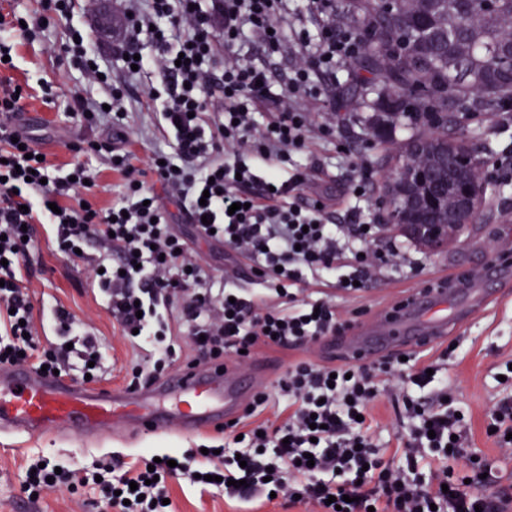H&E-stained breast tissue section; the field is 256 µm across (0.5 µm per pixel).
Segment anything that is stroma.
Wrapping results in <instances>:
<instances>
[{"label": "stroma", "mask_w": 512, "mask_h": 512, "mask_svg": "<svg viewBox=\"0 0 512 512\" xmlns=\"http://www.w3.org/2000/svg\"><path fill=\"white\" fill-rule=\"evenodd\" d=\"M72 24L89 32L91 49L112 64L113 77H120L114 47L123 19L114 0H99L94 11L76 6L71 22H50L36 32L34 39L14 34L11 39L14 67L0 70V79L8 77L27 86L30 95L23 101L25 116L34 136L43 140L51 163L64 173L68 172L70 164L78 161L98 171V186L91 201L105 210L123 191L121 175L104 168L98 156L76 154L69 149L70 143L82 137L104 144L112 138L105 125L91 127L69 113L72 95L90 89L64 53L67 29ZM165 82L163 74L152 72L127 83L128 149L135 164L141 166L153 152L167 147L154 128L156 106L152 99L153 91L163 90ZM350 84L347 76L338 81L327 80L317 109L336 111L337 142L369 159L373 189L378 192L384 176L395 164L407 132L401 123L383 122L384 113L393 109V100L387 93L375 89L352 95L348 92ZM48 86L56 94L54 102L49 104L43 101V91ZM456 121L460 138L473 148L481 161H488L504 148H512V111L507 107H500L494 118L485 112H471L457 114ZM486 203L482 219L470 225L446 250L432 254L406 245L393 225L383 223L384 211L376 199H369L363 205L365 212L374 223L380 224L384 238L406 245L417 270L407 275L388 273L358 296L327 289L328 300L344 316L363 322L404 292L424 288L442 272L451 270L464 275L492 260L512 269V233L503 231L504 226H512V185L505 187L487 182ZM169 212L176 233L189 248L206 257L207 275L213 281H221L228 260H213L216 245L205 241L177 207H170ZM84 268L83 262L57 252L50 234L38 230L31 249L29 283L36 310L48 313L61 305L84 322L109 356L103 386L126 388L132 367L144 364V354L121 336L117 322L87 279ZM490 288L498 296V304L483 310L456 333L458 347L447 357L446 364L448 383L470 419L468 448L485 461L486 488L493 491L498 485L512 483V461L502 460L496 445L485 434V427L491 421L490 408L505 396L496 376L504 372L505 361L512 359V279L491 283ZM211 436L208 430L190 436L170 433L136 436L119 432L107 438L80 436L71 431L31 436L0 433V512H101L97 491L88 487L76 491L65 488L35 500L28 498L22 491V484L25 467L32 459L44 457L69 469H82L107 453L133 459L148 448L156 451L195 448L209 443ZM168 489L173 512H305L304 506H291L281 500L270 503L262 499L249 502L231 499L220 489L190 483L182 476L169 480Z\"/></svg>", "instance_id": "1"}]
</instances>
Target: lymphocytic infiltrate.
<instances>
[{
    "mask_svg": "<svg viewBox=\"0 0 512 512\" xmlns=\"http://www.w3.org/2000/svg\"><path fill=\"white\" fill-rule=\"evenodd\" d=\"M124 15L118 54L138 58L139 73L160 70L170 83L160 102L157 129L171 144L147 168L136 167L124 133L106 148V162L124 180L121 203L103 211L84 205L96 175L85 163L56 177L43 148L22 122L23 93L0 81V365L20 363L98 377L106 352L65 309H54L56 343L42 347L34 305L22 285L29 245L23 227L49 225L58 249L80 255L113 318L130 343L151 349L148 367H134L132 386L165 374L175 362V341L189 333L195 363L234 355L248 365L257 349L294 350L340 336L351 322L323 299H296L293 288L317 285L354 294L387 270L410 260L383 241L376 224L348 207L331 222L327 206L301 191L316 173L298 167L302 150L321 155L335 138L336 119L317 118L321 80L350 67L361 38L336 25L333 0H119ZM266 49H293L297 61L280 92L265 67L243 51L248 34ZM155 50L139 55L142 35ZM67 53L91 83L108 87L105 99L74 94L71 112L87 122L128 115L119 82L89 48L86 36ZM178 203L210 242L230 247L252 272L253 291L213 289L202 266L169 222L163 198ZM98 245L100 255L88 248ZM399 391L408 438L386 451L370 421L382 394ZM233 429L234 448L202 454L193 448L148 452L127 462L107 457L95 465L100 482L69 469H37L23 490L44 494L95 484L116 512H170V478L187 473L222 477L224 494L250 501L277 495L300 499L315 512H512V489L485 494L467 441L470 423L459 415L447 378L416 363L317 365L300 360L278 380V393L260 392ZM275 409L282 420L269 423ZM311 454L313 465L302 464ZM157 482H150V475ZM340 505L329 504V497Z\"/></svg>",
    "mask_w": 512,
    "mask_h": 512,
    "instance_id": "lymphocytic-infiltrate-1",
    "label": "lymphocytic infiltrate"
}]
</instances>
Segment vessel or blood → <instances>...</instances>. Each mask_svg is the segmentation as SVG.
Wrapping results in <instances>:
<instances>
[{"label":"vessel or blood","instance_id":"vessel-or-blood-1","mask_svg":"<svg viewBox=\"0 0 512 512\" xmlns=\"http://www.w3.org/2000/svg\"><path fill=\"white\" fill-rule=\"evenodd\" d=\"M496 263L472 271L453 287L402 296L384 313L328 344L337 357L385 359L397 349L445 339L495 299L485 284L511 275ZM262 383L245 380L231 364L184 367L149 391L84 387L27 367H0V432L32 434L66 427L85 433L124 418L139 432L192 433L223 424L226 411L242 410Z\"/></svg>","mask_w":512,"mask_h":512}]
</instances>
